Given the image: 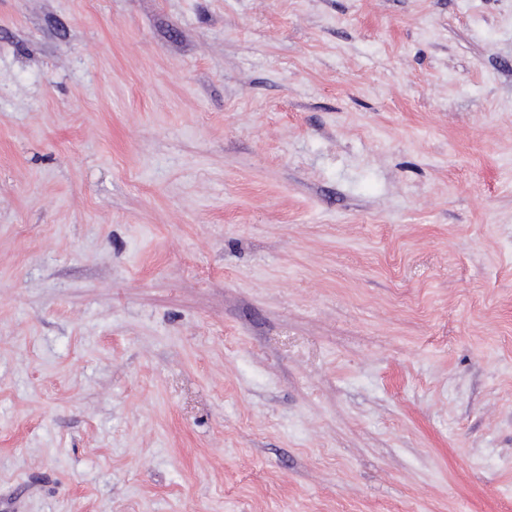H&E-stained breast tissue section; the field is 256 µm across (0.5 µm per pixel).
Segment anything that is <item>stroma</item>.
Listing matches in <instances>:
<instances>
[{
    "mask_svg": "<svg viewBox=\"0 0 512 512\" xmlns=\"http://www.w3.org/2000/svg\"><path fill=\"white\" fill-rule=\"evenodd\" d=\"M0 512H512V0H0Z\"/></svg>",
    "mask_w": 512,
    "mask_h": 512,
    "instance_id": "stroma-1",
    "label": "stroma"
}]
</instances>
